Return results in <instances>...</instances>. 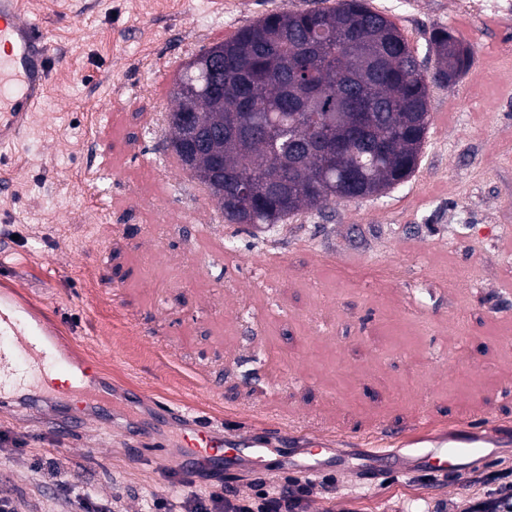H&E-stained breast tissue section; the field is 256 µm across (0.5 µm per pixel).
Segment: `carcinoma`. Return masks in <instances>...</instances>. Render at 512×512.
Returning a JSON list of instances; mask_svg holds the SVG:
<instances>
[{"label": "carcinoma", "mask_w": 512, "mask_h": 512, "mask_svg": "<svg viewBox=\"0 0 512 512\" xmlns=\"http://www.w3.org/2000/svg\"><path fill=\"white\" fill-rule=\"evenodd\" d=\"M427 73L398 27L365 0L303 11H272L224 42L202 48L170 92L168 147L182 169L224 163V185L260 183L276 172L274 204L225 212L224 190L208 191L229 224H280L305 209L379 195L415 172L428 131L429 86H452L474 62L452 32L433 34ZM192 90L206 139L181 142L180 88ZM320 136L342 147L311 150Z\"/></svg>", "instance_id": "cac0c4a2"}]
</instances>
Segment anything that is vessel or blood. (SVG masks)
<instances>
[{
	"label": "vessel or blood",
	"mask_w": 512,
	"mask_h": 512,
	"mask_svg": "<svg viewBox=\"0 0 512 512\" xmlns=\"http://www.w3.org/2000/svg\"><path fill=\"white\" fill-rule=\"evenodd\" d=\"M54 52L52 44L22 7V0H0V154L17 145L31 115L40 106L49 84ZM74 379L80 396L73 420L80 431L97 419L111 416L112 391L102 387L89 364L73 365L59 357L44 336L40 308L30 303L18 309L7 296H0V405L35 409L45 402L38 379L47 370ZM194 433L189 442V460H173L175 469L187 462L210 467L227 459L256 468H266L268 449L251 433L225 436L224 428L196 409L182 410ZM477 447H448L435 458V469L456 470L465 458L479 456Z\"/></svg>",
	"instance_id": "1"
}]
</instances>
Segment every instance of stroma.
Returning a JSON list of instances; mask_svg holds the SVG:
<instances>
[{"instance_id": "stroma-1", "label": "stroma", "mask_w": 512, "mask_h": 512, "mask_svg": "<svg viewBox=\"0 0 512 512\" xmlns=\"http://www.w3.org/2000/svg\"><path fill=\"white\" fill-rule=\"evenodd\" d=\"M222 2L24 0L55 62L0 160V277L54 315L61 348L97 363L116 404L129 385L146 401L65 436L73 400L0 411V429L27 442L0 446V489L23 493L28 512H80L34 470L52 455L77 487L122 488L126 512L170 498L184 447L154 417L158 400L270 447V474L225 471L242 497L313 463L336 493L314 491L308 512L462 501L483 473L512 466V45L495 19L450 16L448 0H366L418 50L446 29L474 51L457 84L430 87L417 171L383 196L271 228L228 224L163 147L170 80L261 15L324 0ZM118 118L123 144L109 131ZM473 436L486 458L447 475L419 461Z\"/></svg>"}]
</instances>
